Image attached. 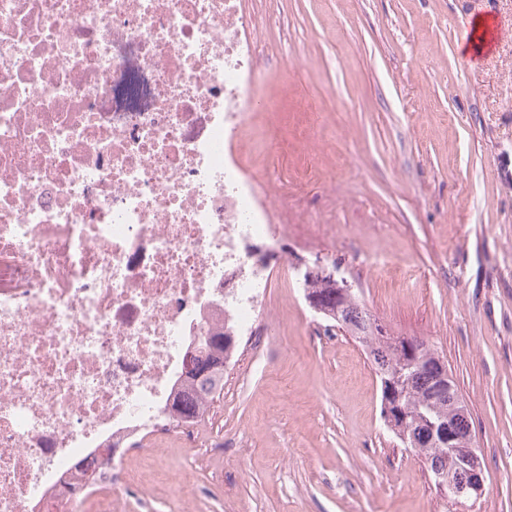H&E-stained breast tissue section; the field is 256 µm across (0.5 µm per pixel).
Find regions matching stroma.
Returning a JSON list of instances; mask_svg holds the SVG:
<instances>
[{"mask_svg":"<svg viewBox=\"0 0 512 512\" xmlns=\"http://www.w3.org/2000/svg\"><path fill=\"white\" fill-rule=\"evenodd\" d=\"M283 133L258 188L286 235L279 256L317 259L357 289L391 335L443 355L484 457L482 493L454 505L381 417L380 384L349 334L325 331L302 276L273 281L224 390L184 440L147 435L153 465L127 512H172L186 469L194 512H512V0H239ZM500 21L479 65L471 16ZM414 269L405 280L363 253Z\"/></svg>","mask_w":512,"mask_h":512,"instance_id":"obj_1","label":"stroma"}]
</instances>
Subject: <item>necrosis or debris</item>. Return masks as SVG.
I'll use <instances>...</instances> for the list:
<instances>
[{"label": "necrosis or debris", "instance_id": "1", "mask_svg": "<svg viewBox=\"0 0 512 512\" xmlns=\"http://www.w3.org/2000/svg\"><path fill=\"white\" fill-rule=\"evenodd\" d=\"M237 0H0V512H54L76 462L139 436L279 233L254 179L265 91ZM129 92L126 103L117 89ZM99 512L139 488L105 465Z\"/></svg>", "mask_w": 512, "mask_h": 512}]
</instances>
